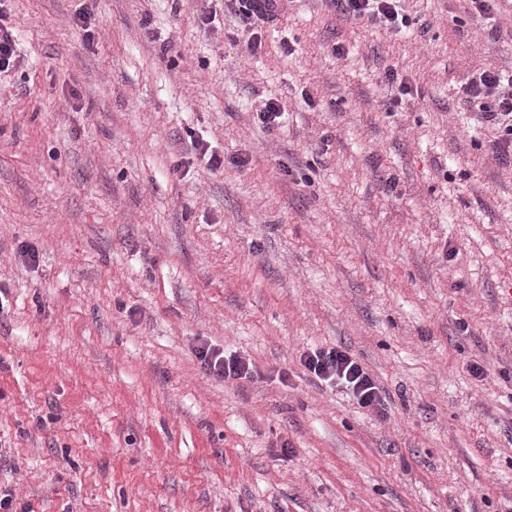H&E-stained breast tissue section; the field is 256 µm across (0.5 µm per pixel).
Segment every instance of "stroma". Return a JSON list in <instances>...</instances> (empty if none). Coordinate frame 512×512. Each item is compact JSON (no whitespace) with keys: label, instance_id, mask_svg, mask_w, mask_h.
<instances>
[{"label":"stroma","instance_id":"stroma-1","mask_svg":"<svg viewBox=\"0 0 512 512\" xmlns=\"http://www.w3.org/2000/svg\"><path fill=\"white\" fill-rule=\"evenodd\" d=\"M4 8L1 485L35 512H512V158L461 101L512 72V0H403L399 31L292 0L258 57L222 0ZM388 68L418 89L391 112ZM336 346L384 415L301 366ZM3 2L4 0L0 1V75L15 67L20 57L17 49L16 34L10 27L2 23V21L7 19V15L3 10ZM256 114L264 128L273 130L280 125L284 111L278 100L269 98ZM196 357L205 373L226 380L248 379L252 375L253 364L249 359L224 355V350L201 342L195 348Z\"/></svg>","mask_w":512,"mask_h":512}]
</instances>
